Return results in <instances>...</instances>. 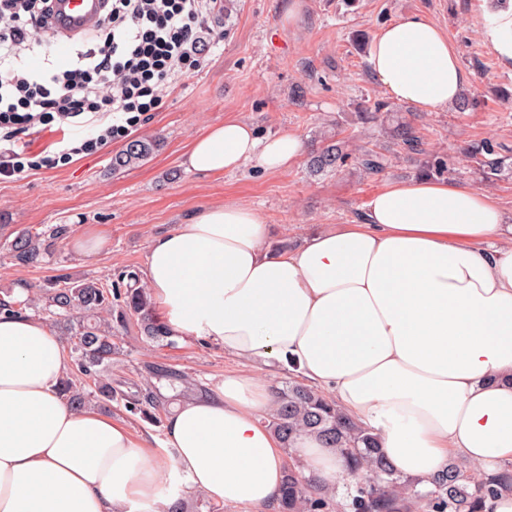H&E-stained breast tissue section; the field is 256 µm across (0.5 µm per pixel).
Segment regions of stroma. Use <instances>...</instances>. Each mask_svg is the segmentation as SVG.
I'll return each instance as SVG.
<instances>
[{
  "label": "stroma",
  "mask_w": 512,
  "mask_h": 512,
  "mask_svg": "<svg viewBox=\"0 0 512 512\" xmlns=\"http://www.w3.org/2000/svg\"><path fill=\"white\" fill-rule=\"evenodd\" d=\"M301 18L284 20L288 0H222L209 21L208 65L173 83L161 107L145 113L131 131L153 140V153L119 171L113 155L124 148L117 139L91 155L48 166L24 180L0 181V293L17 283L49 287L54 276L137 286L153 235L179 223L188 212L224 200L258 210L271 226V246L297 247L329 224L355 223L367 198L392 181L418 178L422 163L450 161L448 181L486 189L512 212V179L483 185L464 150L493 139L500 154L512 157V70L487 50L477 27L476 0H303ZM420 15L439 24L456 47L461 63L474 73L467 93L476 103L466 111L448 106L420 112L405 103L394 111L408 116L420 138L409 154L391 144L378 128L357 122L360 106L386 100L371 74L369 51L379 29L400 17ZM235 114L253 122L262 135L293 131L307 150L324 135L343 137L369 148H389L391 160L379 173L349 166L337 173H310L306 159L287 171L267 174L245 168L223 175L189 171L182 156L210 126ZM67 225L69 235L38 264L22 266L10 254L19 231L47 232ZM98 231L106 244L94 258L79 255L70 234ZM118 355L112 360V402L101 413L123 420L133 431L164 439L163 425L130 412L154 378L150 366L170 367L205 391L215 378L244 373L248 367L223 347L177 337L171 347H153L140 333L137 318L118 331Z\"/></svg>",
  "instance_id": "1"
}]
</instances>
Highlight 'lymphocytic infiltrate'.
I'll use <instances>...</instances> for the list:
<instances>
[{"label": "lymphocytic infiltrate", "instance_id": "obj_1", "mask_svg": "<svg viewBox=\"0 0 512 512\" xmlns=\"http://www.w3.org/2000/svg\"><path fill=\"white\" fill-rule=\"evenodd\" d=\"M51 0H0V180L18 181L51 161L93 154L127 137L141 114L158 109L171 82L203 69L201 34L217 0H105L97 43L62 71L26 68L33 46L50 48ZM93 128L79 145L50 158L20 134L75 124Z\"/></svg>", "mask_w": 512, "mask_h": 512}]
</instances>
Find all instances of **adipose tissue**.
<instances>
[{
    "mask_svg": "<svg viewBox=\"0 0 512 512\" xmlns=\"http://www.w3.org/2000/svg\"><path fill=\"white\" fill-rule=\"evenodd\" d=\"M482 35L512 66V0H480ZM391 99L423 112L473 80L447 34L409 15L370 53ZM301 136L260 135L232 115L183 156L207 175L283 172ZM270 227L226 201L188 213L147 246L142 282L172 335L248 364L297 367L372 435L398 475L421 485L462 463L512 512V214L489 194L420 177L374 193L354 224L272 251ZM71 369L43 320L0 314V512H167L181 492L215 503L276 504L288 457L303 480L355 482L347 458L313 434L284 451L260 420L275 389L251 374L217 379L174 409L163 446L60 391Z\"/></svg>",
    "mask_w": 512,
    "mask_h": 512,
    "instance_id": "adipose-tissue-1",
    "label": "adipose tissue"
}]
</instances>
